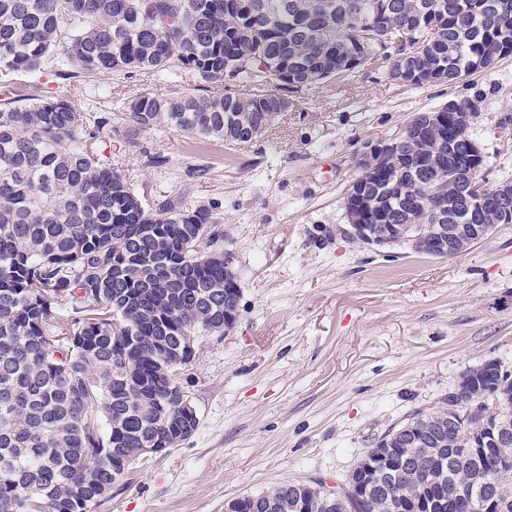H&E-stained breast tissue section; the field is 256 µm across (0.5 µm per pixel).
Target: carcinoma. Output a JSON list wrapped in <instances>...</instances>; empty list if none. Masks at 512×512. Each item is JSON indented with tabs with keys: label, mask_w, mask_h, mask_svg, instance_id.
Segmentation results:
<instances>
[{
	"label": "carcinoma",
	"mask_w": 512,
	"mask_h": 512,
	"mask_svg": "<svg viewBox=\"0 0 512 512\" xmlns=\"http://www.w3.org/2000/svg\"><path fill=\"white\" fill-rule=\"evenodd\" d=\"M0 0V88L39 76V95L0 100V512H87L112 489L142 443L181 444L177 412L159 407L178 385L175 335L224 332V237L216 202L183 209L148 199L102 147L103 132L131 144L175 127L193 137L249 142L270 128L288 72L296 92L351 80L370 66L410 86L448 83L512 55V0ZM369 19L378 37L362 35ZM430 31L416 52L381 38ZM259 56L247 67L242 57ZM56 66L47 68L49 59ZM361 59L362 63L349 66ZM241 92H224V69ZM187 72L203 95L143 92L104 110L80 78ZM420 114L365 182L371 224H504L503 191L471 194L472 171L452 138L448 106ZM448 172V193L427 185ZM139 342L122 363L112 343ZM470 378L448 406L416 411L381 448L392 466L368 476L364 499L324 505L316 484L281 483L228 501L229 512H448V491L512 512V464L485 476L483 451L445 427L484 401ZM95 415L97 436L85 427Z\"/></svg>",
	"instance_id": "obj_1"
}]
</instances>
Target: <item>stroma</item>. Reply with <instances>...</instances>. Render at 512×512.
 <instances>
[{"label": "stroma", "instance_id": "35a3bbf8", "mask_svg": "<svg viewBox=\"0 0 512 512\" xmlns=\"http://www.w3.org/2000/svg\"><path fill=\"white\" fill-rule=\"evenodd\" d=\"M194 87L188 75L120 81L129 101ZM451 100L478 105L470 134L487 157V185L512 179V56L420 88L366 68L295 94L249 143L172 128L134 145L106 137V155L148 197L221 202L240 300L233 328L199 337L180 370L195 432L140 461L95 512H224L277 483L343 479L391 427L441 405L466 369L491 359L512 369V224L447 258L404 244L381 253L345 233L343 196L365 143ZM147 152L165 165L144 166Z\"/></svg>", "mask_w": 512, "mask_h": 512}]
</instances>
